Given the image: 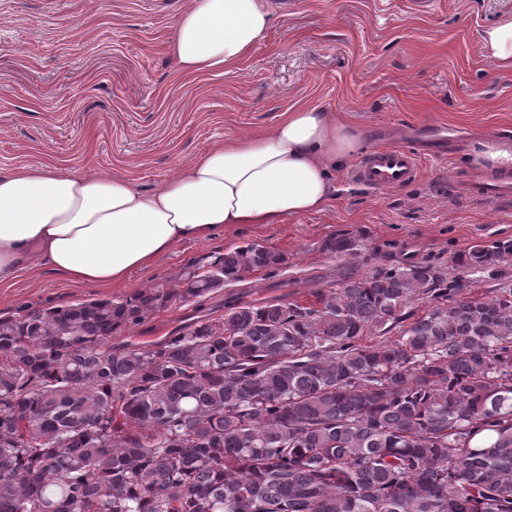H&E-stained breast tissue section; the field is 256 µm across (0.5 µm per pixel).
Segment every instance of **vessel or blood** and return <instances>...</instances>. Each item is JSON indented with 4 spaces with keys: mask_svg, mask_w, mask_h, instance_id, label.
Masks as SVG:
<instances>
[{
    "mask_svg": "<svg viewBox=\"0 0 512 512\" xmlns=\"http://www.w3.org/2000/svg\"><path fill=\"white\" fill-rule=\"evenodd\" d=\"M420 167V157L412 148H374L359 159L352 175L369 189L381 191L415 180ZM468 189L472 195L482 198L511 196L512 179L490 177L472 181Z\"/></svg>",
    "mask_w": 512,
    "mask_h": 512,
    "instance_id": "obj_1",
    "label": "vessel or blood"
}]
</instances>
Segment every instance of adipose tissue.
Wrapping results in <instances>:
<instances>
[{"label": "adipose tissue", "instance_id": "1", "mask_svg": "<svg viewBox=\"0 0 512 512\" xmlns=\"http://www.w3.org/2000/svg\"><path fill=\"white\" fill-rule=\"evenodd\" d=\"M272 25L266 0H189L170 53L183 75H221ZM363 138L333 113L300 106L254 136L215 143L150 190L48 164L0 171V286L46 271L121 284L177 243L321 212L336 193L334 171Z\"/></svg>", "mask_w": 512, "mask_h": 512}]
</instances>
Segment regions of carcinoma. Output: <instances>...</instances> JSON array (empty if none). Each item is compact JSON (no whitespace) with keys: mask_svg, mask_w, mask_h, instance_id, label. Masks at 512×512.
Returning a JSON list of instances; mask_svg holds the SVG:
<instances>
[{"mask_svg":"<svg viewBox=\"0 0 512 512\" xmlns=\"http://www.w3.org/2000/svg\"><path fill=\"white\" fill-rule=\"evenodd\" d=\"M284 262L0 315V512H512V239L110 344ZM477 272L503 283L454 298ZM192 309L193 306L179 301L170 303L166 309L155 313L144 324L132 330H126L120 336L112 337V344L121 340L128 343H147L162 339L171 331L189 323Z\"/></svg>","mask_w":512,"mask_h":512,"instance_id":"carcinoma-1","label":"carcinoma"}]
</instances>
